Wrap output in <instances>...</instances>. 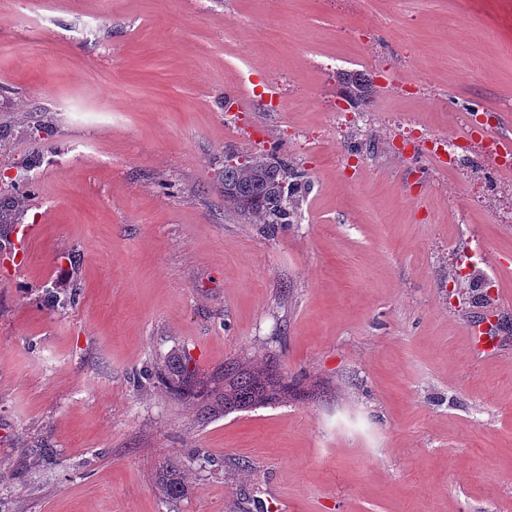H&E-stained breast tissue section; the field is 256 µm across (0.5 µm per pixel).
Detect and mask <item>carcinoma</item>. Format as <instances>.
Here are the masks:
<instances>
[{"label":"carcinoma","mask_w":512,"mask_h":512,"mask_svg":"<svg viewBox=\"0 0 512 512\" xmlns=\"http://www.w3.org/2000/svg\"><path fill=\"white\" fill-rule=\"evenodd\" d=\"M346 90L355 99L368 95L367 80L360 75H347ZM224 184V206L245 220L257 224H291L299 198L307 185L305 174L293 165L272 155H258L243 162L227 161L221 171ZM24 180H14L0 188V242H8L18 224L20 210L26 197ZM79 288L72 286L47 294L46 305L63 308L76 301ZM154 375L170 390L192 395L194 390L208 389L207 382L197 377L185 355L165 362ZM291 385L282 375L272 371L264 361L232 363L224 367V388L219 399L224 412L253 408L288 399ZM187 477L178 468V461L170 464L162 483L167 498L178 499L186 494Z\"/></svg>","instance_id":"carcinoma-1"}]
</instances>
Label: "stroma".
<instances>
[{
    "label": "stroma",
    "instance_id": "1",
    "mask_svg": "<svg viewBox=\"0 0 512 512\" xmlns=\"http://www.w3.org/2000/svg\"><path fill=\"white\" fill-rule=\"evenodd\" d=\"M475 109L512 138V0H0V181L29 180L0 250V512H512V171L412 145ZM273 151L309 188L271 228L220 172ZM183 353L302 394L205 415L134 384ZM188 486L187 477L178 468V461L171 462L162 483L163 491L168 499H178L186 494Z\"/></svg>",
    "mask_w": 512,
    "mask_h": 512
}]
</instances>
